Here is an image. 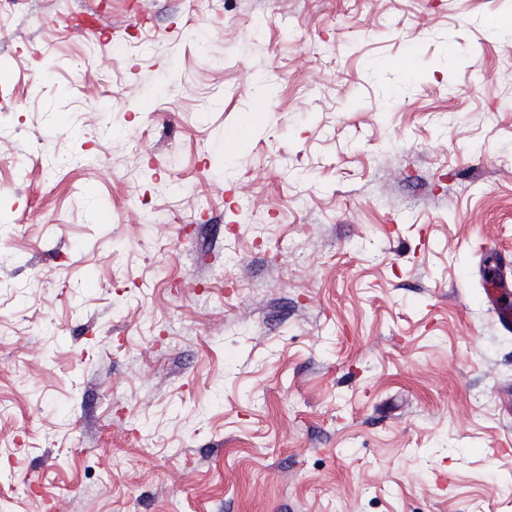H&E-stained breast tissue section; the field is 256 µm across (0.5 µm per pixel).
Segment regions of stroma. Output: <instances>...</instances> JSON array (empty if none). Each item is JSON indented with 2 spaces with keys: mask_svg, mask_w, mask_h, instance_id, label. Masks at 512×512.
<instances>
[{
  "mask_svg": "<svg viewBox=\"0 0 512 512\" xmlns=\"http://www.w3.org/2000/svg\"><path fill=\"white\" fill-rule=\"evenodd\" d=\"M512 0H0V512H512ZM489 258L493 260L494 273L485 289L486 304L496 313L502 329L512 333V304L502 302L505 295L512 294V276L503 273V264L496 257L489 255Z\"/></svg>",
  "mask_w": 512,
  "mask_h": 512,
  "instance_id": "obj_1",
  "label": "stroma"
}]
</instances>
